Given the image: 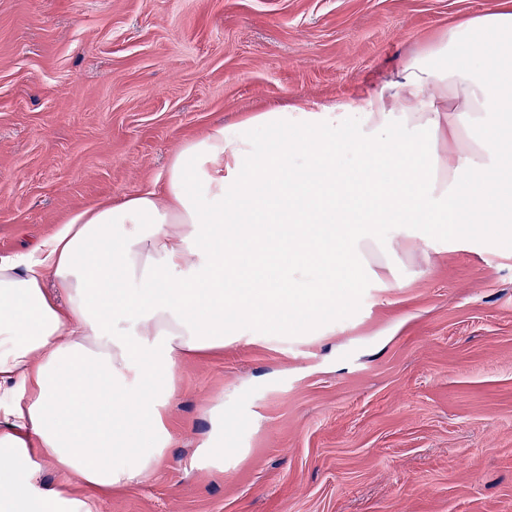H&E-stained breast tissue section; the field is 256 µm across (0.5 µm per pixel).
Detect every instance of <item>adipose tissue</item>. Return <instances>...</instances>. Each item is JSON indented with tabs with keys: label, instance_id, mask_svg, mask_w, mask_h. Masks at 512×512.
Masks as SVG:
<instances>
[{
	"label": "adipose tissue",
	"instance_id": "adipose-tissue-1",
	"mask_svg": "<svg viewBox=\"0 0 512 512\" xmlns=\"http://www.w3.org/2000/svg\"><path fill=\"white\" fill-rule=\"evenodd\" d=\"M512 11L458 23L357 114L303 101L184 141L150 187L89 204L0 258V512H90L173 441L175 371L308 312L348 306L343 268L394 239L512 233ZM270 132L259 148L252 129ZM348 140L356 168L336 162ZM224 404L196 468L224 470ZM78 472L87 495L42 482Z\"/></svg>",
	"mask_w": 512,
	"mask_h": 512
}]
</instances>
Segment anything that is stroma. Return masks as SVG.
Listing matches in <instances>:
<instances>
[{"mask_svg":"<svg viewBox=\"0 0 512 512\" xmlns=\"http://www.w3.org/2000/svg\"><path fill=\"white\" fill-rule=\"evenodd\" d=\"M512 0H0V257L184 140L359 98ZM312 336L182 364L175 439L92 512H512V236L395 243ZM224 400L223 473L192 450Z\"/></svg>","mask_w":512,"mask_h":512,"instance_id":"35a3bbf8","label":"stroma"}]
</instances>
